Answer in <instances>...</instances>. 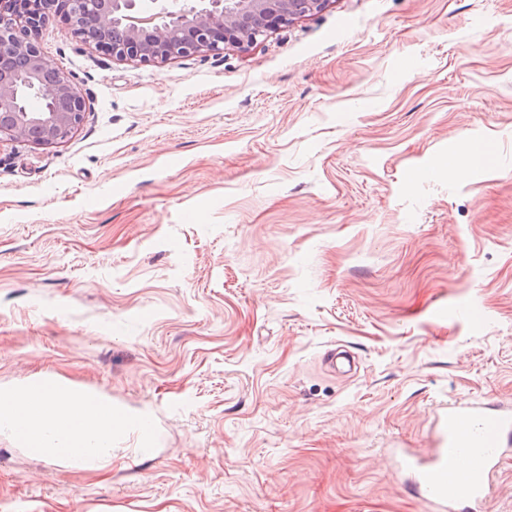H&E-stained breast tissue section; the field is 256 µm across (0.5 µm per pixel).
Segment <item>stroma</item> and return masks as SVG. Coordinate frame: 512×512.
<instances>
[{
  "label": "stroma",
  "instance_id": "obj_1",
  "mask_svg": "<svg viewBox=\"0 0 512 512\" xmlns=\"http://www.w3.org/2000/svg\"><path fill=\"white\" fill-rule=\"evenodd\" d=\"M39 42L87 112L0 143V389L57 376L155 436L90 470L0 433V512H440L397 449L512 401V0H329L155 65L62 7Z\"/></svg>",
  "mask_w": 512,
  "mask_h": 512
}]
</instances>
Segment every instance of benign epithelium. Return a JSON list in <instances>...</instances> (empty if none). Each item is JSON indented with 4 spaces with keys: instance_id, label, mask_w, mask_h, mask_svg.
I'll return each mask as SVG.
<instances>
[{
    "instance_id": "obj_1",
    "label": "benign epithelium",
    "mask_w": 512,
    "mask_h": 512,
    "mask_svg": "<svg viewBox=\"0 0 512 512\" xmlns=\"http://www.w3.org/2000/svg\"><path fill=\"white\" fill-rule=\"evenodd\" d=\"M0 142L55 145L82 127L86 103L46 64L39 35L56 0H0ZM329 0H67L72 33L118 61L159 64L249 45Z\"/></svg>"
}]
</instances>
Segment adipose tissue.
<instances>
[{"label":"adipose tissue","instance_id":"1","mask_svg":"<svg viewBox=\"0 0 512 512\" xmlns=\"http://www.w3.org/2000/svg\"><path fill=\"white\" fill-rule=\"evenodd\" d=\"M130 416L102 395L66 382L38 378L0 390V433L22 448H68L76 463L89 452L111 454L115 439L129 426Z\"/></svg>","mask_w":512,"mask_h":512}]
</instances>
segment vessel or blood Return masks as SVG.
<instances>
[{"mask_svg": "<svg viewBox=\"0 0 512 512\" xmlns=\"http://www.w3.org/2000/svg\"><path fill=\"white\" fill-rule=\"evenodd\" d=\"M511 450V405L449 401L437 408L428 452L403 451L395 476L441 512H482L492 494V472Z\"/></svg>", "mask_w": 512, "mask_h": 512, "instance_id": "obj_1", "label": "vessel or blood"}]
</instances>
